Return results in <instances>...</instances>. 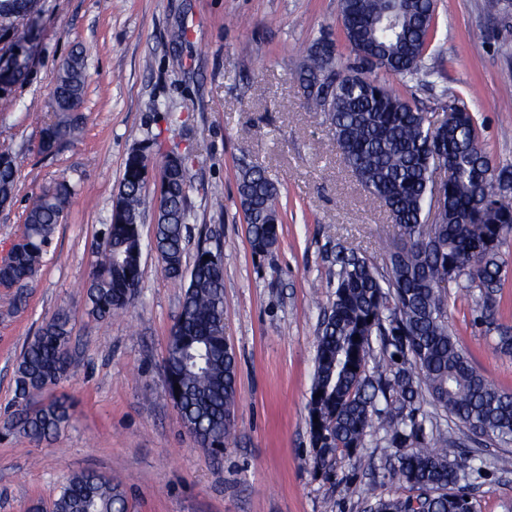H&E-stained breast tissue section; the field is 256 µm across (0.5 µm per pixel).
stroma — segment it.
I'll use <instances>...</instances> for the list:
<instances>
[{"label":"stroma","instance_id":"35a3bbf8","mask_svg":"<svg viewBox=\"0 0 512 512\" xmlns=\"http://www.w3.org/2000/svg\"><path fill=\"white\" fill-rule=\"evenodd\" d=\"M485 0H436V38L418 81L395 89L431 119L437 99L476 114L495 166L512 165V9ZM38 35L10 105H0V152H22L10 206L0 210V259L21 236L32 199L60 179L74 188L26 307L10 312L0 288V419L14 397L17 358L44 320L71 318L72 367L61 389L74 421L51 442L0 435V512H52L64 480L119 478L130 512H365L371 495H408L389 473L390 449L369 442L364 462L340 455L316 472L308 427L319 325L334 297L336 251L384 265L394 224L342 162L324 113L309 111L293 70L320 31L352 60L339 0H38ZM88 74L73 113L79 138L40 147L53 117L51 80L73 50ZM179 113L172 123L170 113ZM149 135L162 155L191 150L190 245L209 239L224 264V334L237 356L236 434L221 456L197 446L173 407L163 358L180 290L144 248L133 305L107 323L88 313L82 284L108 224L128 152ZM265 169L282 192L279 242L253 253L237 194L238 171ZM460 347L496 386L512 391V356L470 301L451 297ZM489 468L469 478L476 512H512V446L488 445Z\"/></svg>","mask_w":512,"mask_h":512}]
</instances>
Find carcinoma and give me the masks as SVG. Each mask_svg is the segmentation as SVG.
<instances>
[{
	"mask_svg": "<svg viewBox=\"0 0 512 512\" xmlns=\"http://www.w3.org/2000/svg\"><path fill=\"white\" fill-rule=\"evenodd\" d=\"M32 2L0 0V39L15 48H26L34 36L33 24L18 26ZM340 16L353 62H338L329 36L322 35L294 74L307 107L327 114L344 164L397 226L398 239L384 271L364 257H336V289L318 336L308 402L312 461L325 470L339 453L360 459L367 437L381 432L395 449L392 477L411 494L375 496L374 512H475L466 469L486 464L480 446L512 444V393L489 381L458 346L448 324V288L474 303L494 333L495 352L511 355L512 327L497 322L495 308L506 273L501 248L512 239V167L492 164L464 102H441L450 118L433 122L388 83L422 69L435 33L434 0H340ZM27 68L24 60L15 71L0 70L1 101H8ZM86 82L83 52L75 50L53 77L56 120L42 130L43 150L74 140L78 124L71 112ZM158 147V138H146L127 156L86 282L89 314L109 320L138 297L140 225L153 209V245L165 275L182 290L164 357L165 377L180 386L172 404L197 445L219 453L235 432L237 406V360L224 337V265L203 259L214 250L201 244L192 261L185 260L194 215L187 177L193 155L165 154L152 193L148 157ZM23 163L20 154L0 153L1 206L12 202ZM440 167L448 170V181L435 223L425 224L421 216L433 202V174ZM491 170L504 183L496 194L481 187ZM71 195L64 179L44 189L0 262V284L15 288L12 310L25 307ZM238 196L253 251L272 250L279 240L278 185L261 167L244 164ZM375 337L382 363L371 372ZM70 340V317L59 311L27 342L15 367L5 430L40 443L70 424L73 406L57 394L71 369ZM428 406L461 436L432 421ZM53 512H128V505L118 479L80 473L66 479Z\"/></svg>",
	"mask_w": 512,
	"mask_h": 512,
	"instance_id": "carcinoma-1",
	"label": "carcinoma"
}]
</instances>
